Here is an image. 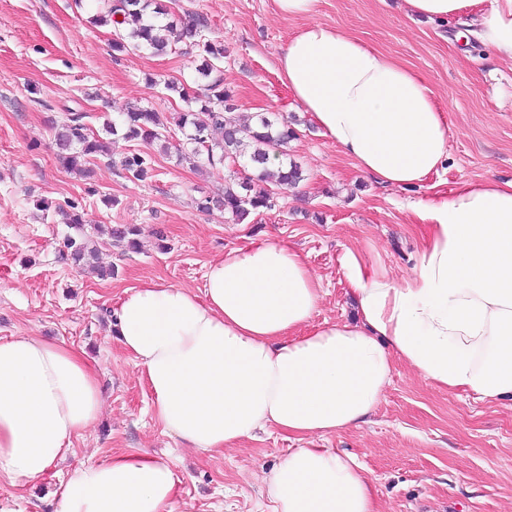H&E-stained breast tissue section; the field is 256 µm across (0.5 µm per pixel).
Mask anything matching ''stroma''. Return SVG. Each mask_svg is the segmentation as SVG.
<instances>
[{
    "mask_svg": "<svg viewBox=\"0 0 512 512\" xmlns=\"http://www.w3.org/2000/svg\"><path fill=\"white\" fill-rule=\"evenodd\" d=\"M169 14L202 20L223 43L224 86L240 121L275 112L296 136L285 148L304 171L298 187L277 190L272 208L241 222L221 210H197L196 199L238 177L233 162L198 170L179 161L183 136L150 146L153 176L126 177L121 159L131 142L113 138L111 160L90 177L68 173L56 158L52 122L66 110L88 115L94 129L133 106L162 115L184 104L163 83L194 85L200 63L190 42L175 52L113 55V27L90 16L101 0H0V338L33 334L84 351L105 394L98 420L74 441L75 452L43 477L19 487L0 482L10 512H50L67 471L115 453H166L179 477L174 512H269L261 477L300 442L270 428L224 454L184 447L150 410L140 367L112 328L126 289L163 281L201 290L205 266L224 251L279 238L296 247L325 295L312 320L354 319L340 259L360 253L368 268L399 281L409 276L429 226L419 204L448 198L467 181L512 179V63L469 34V16L414 21L400 0H319L315 21L353 34L420 73L450 128L448 161L415 188L384 187L323 136L279 78L276 61L300 18L279 14L274 0H161ZM51 201L49 211L35 208ZM75 207L98 248L97 268L62 255L70 233L63 212ZM132 224L138 248L110 243L98 229ZM111 269L100 277L98 267ZM318 447L356 454L380 512H512V402L442 391L395 363L369 423L318 440Z\"/></svg>",
    "mask_w": 512,
    "mask_h": 512,
    "instance_id": "1",
    "label": "stroma"
}]
</instances>
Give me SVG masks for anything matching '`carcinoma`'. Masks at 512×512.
<instances>
[{
	"mask_svg": "<svg viewBox=\"0 0 512 512\" xmlns=\"http://www.w3.org/2000/svg\"><path fill=\"white\" fill-rule=\"evenodd\" d=\"M95 22L113 25L116 38L112 39V51L119 54L143 49L157 54L172 53L184 39L197 47L201 57L198 74L205 81L203 92L197 93L179 81L164 83L169 93L190 105L187 111L171 117L190 145L187 150L178 149L179 158L195 168H214L226 159L245 161L238 180L224 184L220 193L196 200L198 210H224L242 222L252 212L272 206L268 185L296 188L304 180L303 171L295 162L283 163L275 171L266 167L269 147H283L295 136L288 123L260 115L253 123L238 125L225 116L234 103L224 88V45L207 38L200 24L177 22L155 0H103V11ZM86 118L84 112L68 110L62 122L55 125L58 160L67 171L82 176L88 172L87 164L111 157L110 137L120 135L128 141L150 144L161 140L163 130L167 129L159 113L143 107L129 109L118 121L104 123L100 131L94 130ZM121 169L127 177L143 181L152 176V157L140 149L134 150L122 158ZM67 224L77 232L65 242L71 260L77 266L91 263L97 247L83 235L81 216L75 212L67 215ZM104 234L117 245L137 247V229L133 225L108 226Z\"/></svg>",
	"mask_w": 512,
	"mask_h": 512,
	"instance_id": "carcinoma-1",
	"label": "carcinoma"
}]
</instances>
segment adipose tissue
<instances>
[{"label":"adipose tissue","mask_w":512,"mask_h":512,"mask_svg":"<svg viewBox=\"0 0 512 512\" xmlns=\"http://www.w3.org/2000/svg\"><path fill=\"white\" fill-rule=\"evenodd\" d=\"M307 18L277 70L299 108L374 181L414 187L444 167L449 127L431 86L397 58L314 22L316 0H275ZM481 0H403L445 21ZM479 41L512 60V0H492ZM431 233L395 282L346 250L352 321L312 326L324 297L304 256L278 239L211 260L201 291L149 281L113 311L158 423L188 448L220 453L275 427L321 439L374 412L394 361L451 394L512 399V179L463 183L424 204ZM97 371L39 336L0 338V480L26 485L73 451L101 415ZM273 512H378L358 457L292 448L263 478ZM173 462L116 453L60 479L52 512H173Z\"/></svg>","instance_id":"1"}]
</instances>
